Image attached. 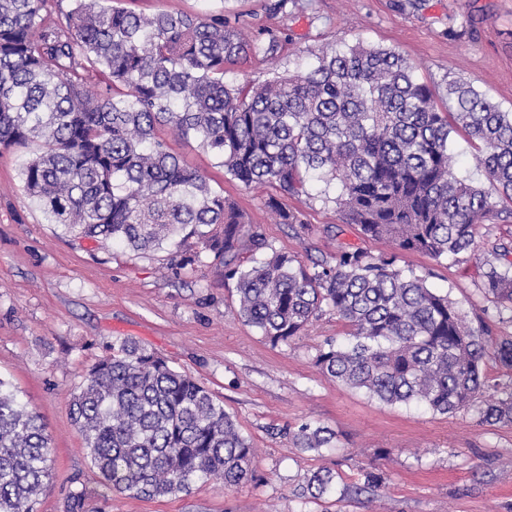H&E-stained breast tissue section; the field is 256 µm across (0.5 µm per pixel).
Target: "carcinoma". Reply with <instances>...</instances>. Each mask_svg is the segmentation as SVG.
<instances>
[{
    "mask_svg": "<svg viewBox=\"0 0 512 512\" xmlns=\"http://www.w3.org/2000/svg\"><path fill=\"white\" fill-rule=\"evenodd\" d=\"M75 0L60 18L48 0H0V145H38L20 169L25 194L53 224L81 239L134 250L171 243L186 264L197 243L224 262L238 313L272 344L286 343L328 308L349 326L328 344L322 372L386 404L418 403L439 414L481 404L485 420L512 423V390L488 394L486 357L512 369V336L492 338L458 308L397 268V254L434 260L474 245L478 225L512 215V112L465 82L447 89L443 112L414 67L394 49L345 40L320 50L305 71L262 84L224 83V68L274 57L224 13L144 16ZM112 80L92 92L83 73ZM159 125L195 139L246 186L311 196L336 183L346 223L393 252L342 248L336 264L306 267L271 251L247 266L243 252L268 248L245 216L206 178L167 151ZM477 144V166L494 198L458 176L451 133ZM281 224L295 213L269 197ZM483 274L481 290L512 310V248ZM70 415L104 485L145 498L188 492L200 480L225 487L253 479L254 448L224 405L164 357L127 339L96 362L72 395ZM331 429L305 423L295 447L329 448ZM39 416L0 378V512H34L49 474ZM335 475L307 477L302 495L319 498Z\"/></svg>",
    "mask_w": 512,
    "mask_h": 512,
    "instance_id": "1",
    "label": "carcinoma"
}]
</instances>
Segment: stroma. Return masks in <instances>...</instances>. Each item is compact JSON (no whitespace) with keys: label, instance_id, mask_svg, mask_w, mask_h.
I'll return each instance as SVG.
<instances>
[{"label":"stroma","instance_id":"1","mask_svg":"<svg viewBox=\"0 0 512 512\" xmlns=\"http://www.w3.org/2000/svg\"><path fill=\"white\" fill-rule=\"evenodd\" d=\"M274 3L120 0L145 14L221 12L259 41H280L275 59L230 66L228 84L304 70L313 51L344 39L403 52L437 96L461 80L512 112V0H299L283 13ZM157 134L274 250L308 266L335 264L348 244L386 252L383 241L363 236L331 199L316 194L283 197L299 221L276 223L266 205L270 188L244 186L170 127ZM35 150L0 147V377L40 416L50 439V475L37 512H63L80 489L90 512H512V425L483 421L473 409L443 415L417 403L388 405L340 385L316 357L326 341H347L345 322L328 310L300 336L271 344L239 316L235 283L213 253L183 267L171 246L142 253L70 236L22 189L20 165ZM510 241L512 215L505 213L479 226L466 252L439 261L403 252L397 266L448 294L492 336H512V317L479 289L495 246ZM123 338L166 357L223 402L256 450L254 480L232 489L210 480L156 499L100 484L69 402L87 370ZM307 421L332 429L335 447H294L285 431ZM320 470L335 474V491L301 496L306 478ZM369 471L381 475V485L354 494Z\"/></svg>","mask_w":512,"mask_h":512}]
</instances>
